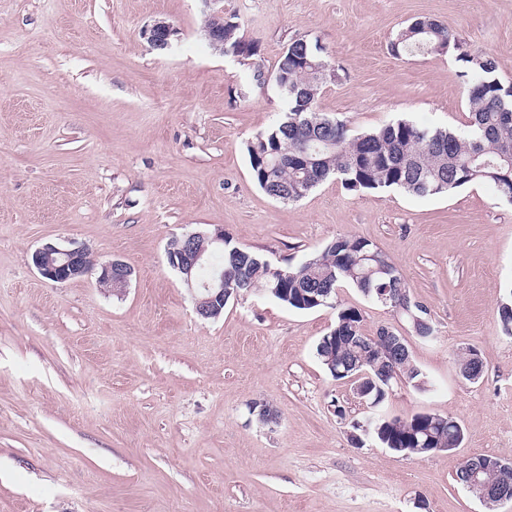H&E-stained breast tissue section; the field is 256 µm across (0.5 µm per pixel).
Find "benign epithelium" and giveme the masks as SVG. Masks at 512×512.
<instances>
[{"label":"benign epithelium","mask_w":512,"mask_h":512,"mask_svg":"<svg viewBox=\"0 0 512 512\" xmlns=\"http://www.w3.org/2000/svg\"><path fill=\"white\" fill-rule=\"evenodd\" d=\"M173 35L170 24L159 21L146 28L143 37L158 49L169 46ZM181 246L167 250L169 265L179 272L188 286L194 302L195 310L202 317L217 316L224 309L229 297L235 296L245 287V281L239 278L234 283H224V274L214 276L209 282L198 285L192 279L196 268L204 265L207 258V247L216 250L224 249V230L212 232H192L180 238ZM33 265L46 279L55 283H67L87 275L93 268L88 248L83 244L71 243L62 246L46 243L35 250L32 255ZM132 276L127 263L113 260L101 267L99 281L108 284L122 293L126 290ZM409 357L408 346L403 337L396 335L387 327H382L371 337L367 356L359 363L351 366L344 364L343 369L336 368V360L328 357V366L338 375L345 374L354 385V391L361 399H366L373 389L381 385H391L400 376L398 365L401 360ZM486 468H474L465 476L467 489L490 510L503 504L496 485L482 478Z\"/></svg>","instance_id":"7a95c632"}]
</instances>
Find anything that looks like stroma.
<instances>
[{
    "mask_svg": "<svg viewBox=\"0 0 512 512\" xmlns=\"http://www.w3.org/2000/svg\"><path fill=\"white\" fill-rule=\"evenodd\" d=\"M203 0H0V512H488L456 480L462 462L512 463V203L488 183L449 194L354 193L330 178L295 203L254 181L247 144L285 110L272 74L296 38L336 72L318 98L353 132L407 118L465 131L458 51L512 81V0H224L250 58L210 49ZM433 18L460 50L393 57ZM172 25L168 50L142 32ZM223 229L295 266L343 236L372 242L430 313L421 337L399 312L342 286L296 310L251 292L200 318L166 246ZM75 241L134 269L121 296L97 273L44 279L33 251ZM364 335L406 339L428 380L394 381L371 407L316 346L339 309ZM476 349L479 380L459 370ZM272 407L263 425L252 408ZM452 415L462 444L402 457L353 423Z\"/></svg>",
    "mask_w": 512,
    "mask_h": 512,
    "instance_id": "1",
    "label": "stroma"
}]
</instances>
